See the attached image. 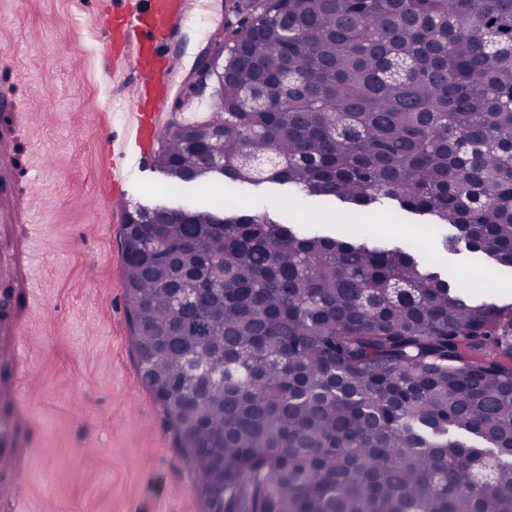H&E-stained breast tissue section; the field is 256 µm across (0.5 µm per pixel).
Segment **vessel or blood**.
Listing matches in <instances>:
<instances>
[{
    "mask_svg": "<svg viewBox=\"0 0 512 512\" xmlns=\"http://www.w3.org/2000/svg\"><path fill=\"white\" fill-rule=\"evenodd\" d=\"M115 4L118 11L112 32L127 46L131 87L137 94L156 91L158 107H165L168 96L162 74L179 67L178 42L195 0H115ZM163 135L153 116L144 115L135 133L136 155H120L115 160L117 174L107 199L110 210H119L127 195L128 175L151 156ZM0 221L11 224L13 231L12 246L0 254V264L11 271L17 283L11 312L0 317V341L7 350L0 365V469L10 475L8 482L0 484V512H25L24 477L36 444L31 412L22 400L32 375L31 344L24 324L41 312L26 252V244L35 233L26 196L15 195L13 204L0 210Z\"/></svg>",
    "mask_w": 512,
    "mask_h": 512,
    "instance_id": "b4317fda",
    "label": "vessel or blood"
}]
</instances>
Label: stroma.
Returning <instances> with one entry per match:
<instances>
[{
  "label": "stroma",
  "instance_id": "35a3bbf8",
  "mask_svg": "<svg viewBox=\"0 0 512 512\" xmlns=\"http://www.w3.org/2000/svg\"><path fill=\"white\" fill-rule=\"evenodd\" d=\"M251 0H197L180 46L181 67L169 76L181 94L199 52L230 37ZM105 22L96 0H0V52L15 51L14 71L0 70V90L15 102H41L36 126L0 123L21 164L36 177L29 204L37 233L29 250L44 313L32 318L31 362L39 381L25 393L37 451L26 479L27 512H207L192 472L152 394L141 383L123 280L121 220L104 206L112 158L106 137L135 151L130 72L120 52L104 60ZM130 202L176 207L203 199L247 210L264 202L300 224H322L342 237L410 242L435 266L478 295L512 305V271L468 254L449 259L434 227L389 206L374 210L385 229L363 223L362 211L334 201L298 207L287 187L171 191L147 160L130 181ZM493 274L502 288L478 284Z\"/></svg>",
  "mask_w": 512,
  "mask_h": 512
}]
</instances>
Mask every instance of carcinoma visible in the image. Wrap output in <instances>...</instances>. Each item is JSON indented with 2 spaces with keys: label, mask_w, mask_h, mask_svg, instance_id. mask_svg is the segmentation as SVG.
Here are the masks:
<instances>
[{
  "label": "carcinoma",
  "mask_w": 512,
  "mask_h": 512,
  "mask_svg": "<svg viewBox=\"0 0 512 512\" xmlns=\"http://www.w3.org/2000/svg\"><path fill=\"white\" fill-rule=\"evenodd\" d=\"M260 2L208 121L167 130L170 184L217 155L229 182L392 201L512 269V0ZM186 213L128 225L123 277L196 487L230 512H512V315L409 244Z\"/></svg>",
  "instance_id": "carcinoma-1"
}]
</instances>
